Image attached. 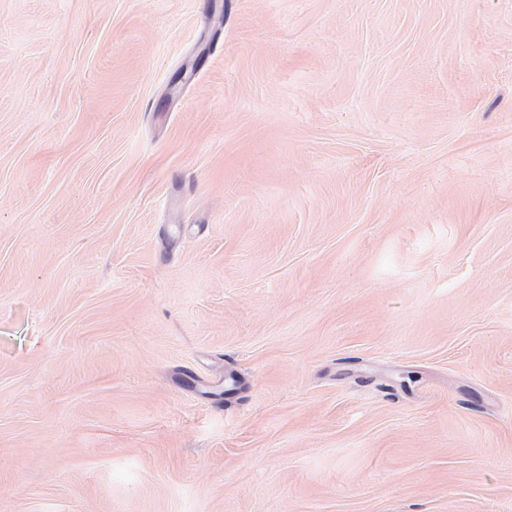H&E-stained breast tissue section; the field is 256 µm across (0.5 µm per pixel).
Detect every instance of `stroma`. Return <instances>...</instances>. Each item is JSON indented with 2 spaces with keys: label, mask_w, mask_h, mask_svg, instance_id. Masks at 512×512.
<instances>
[{
  "label": "stroma",
  "mask_w": 512,
  "mask_h": 512,
  "mask_svg": "<svg viewBox=\"0 0 512 512\" xmlns=\"http://www.w3.org/2000/svg\"><path fill=\"white\" fill-rule=\"evenodd\" d=\"M0 512H512V0H0Z\"/></svg>",
  "instance_id": "1"
}]
</instances>
